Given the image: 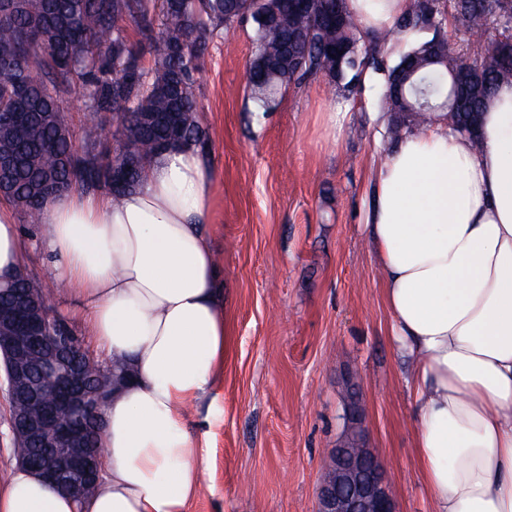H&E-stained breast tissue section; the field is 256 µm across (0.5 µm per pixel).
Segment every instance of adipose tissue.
Wrapping results in <instances>:
<instances>
[{
	"instance_id": "ef3b65f1",
	"label": "adipose tissue",
	"mask_w": 512,
	"mask_h": 512,
	"mask_svg": "<svg viewBox=\"0 0 512 512\" xmlns=\"http://www.w3.org/2000/svg\"><path fill=\"white\" fill-rule=\"evenodd\" d=\"M410 0H347L395 43ZM482 149L433 114L374 174L366 231L383 272L393 340L409 361L416 453L436 512H512V81L481 116ZM210 185L194 151L173 147L120 204L57 197L43 209L59 279L75 283L92 336L135 378L103 412L105 464L75 501L25 468L0 512H188L208 468L186 405L224 373L230 332L208 237ZM22 259L0 202V275Z\"/></svg>"
}]
</instances>
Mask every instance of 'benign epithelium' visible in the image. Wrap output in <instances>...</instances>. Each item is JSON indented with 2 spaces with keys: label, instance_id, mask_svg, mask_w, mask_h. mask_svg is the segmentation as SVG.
Segmentation results:
<instances>
[{
  "label": "benign epithelium",
  "instance_id": "obj_1",
  "mask_svg": "<svg viewBox=\"0 0 512 512\" xmlns=\"http://www.w3.org/2000/svg\"><path fill=\"white\" fill-rule=\"evenodd\" d=\"M14 165L13 157H0V197L9 191ZM71 336L65 323L48 321L41 295L34 288L13 306L0 309V365L6 380L11 434L18 444L45 443L38 456H19L18 463L51 485L79 487L99 479V466L87 448L89 422L66 421L63 414L82 412L89 418H101L115 384L110 366L102 370L99 383L86 380L79 360L89 353L75 350ZM36 375L57 382L55 400L45 401L33 383ZM348 416L361 432L359 448L336 461V480H322L318 512H397L382 464L364 447L359 406L350 404Z\"/></svg>",
  "mask_w": 512,
  "mask_h": 512
}]
</instances>
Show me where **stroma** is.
I'll use <instances>...</instances> for the list:
<instances>
[{
  "label": "stroma",
  "mask_w": 512,
  "mask_h": 512,
  "mask_svg": "<svg viewBox=\"0 0 512 512\" xmlns=\"http://www.w3.org/2000/svg\"><path fill=\"white\" fill-rule=\"evenodd\" d=\"M251 20L200 59L196 94L208 136L206 225L226 300L232 352L214 392L186 408L209 428V465L191 512H316L327 451L346 430L355 386L365 445L382 460L399 512H435L415 454L406 360L392 340L382 271L365 224L374 169L393 150L379 100L385 74L308 77L273 111H255L247 81ZM345 113L340 134L326 124ZM24 267L54 314L92 355L70 283L58 280L42 224L17 212Z\"/></svg>",
  "instance_id": "1"
}]
</instances>
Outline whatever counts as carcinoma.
<instances>
[{
	"instance_id": "1",
	"label": "carcinoma",
	"mask_w": 512,
	"mask_h": 512,
	"mask_svg": "<svg viewBox=\"0 0 512 512\" xmlns=\"http://www.w3.org/2000/svg\"><path fill=\"white\" fill-rule=\"evenodd\" d=\"M293 0H0V152L15 158L14 191L5 199L41 220L44 205L77 180L118 203L140 183L143 169L175 145L205 151L194 73L209 42L241 19L255 25L249 69L251 98L268 111L292 82L319 74L336 83L365 68L386 72L380 109L407 115L391 124L394 141L415 131L433 112L448 114V126L483 147L471 132L496 88L512 80V0H457L456 22L466 33L493 24L498 35L482 54L451 53L441 35L437 3L411 0L397 21L404 31H432L418 38L393 67L360 44L358 19L346 0H313L306 16ZM161 30L148 36L152 65L141 66L126 24L151 30L155 12ZM340 51L336 66L333 51ZM419 60L411 79L403 64ZM40 82L31 80L32 74ZM81 97L85 107L115 122V158L135 170L121 187L112 186V159L94 150L101 141L96 125L84 128L79 153L64 113V97Z\"/></svg>"
}]
</instances>
